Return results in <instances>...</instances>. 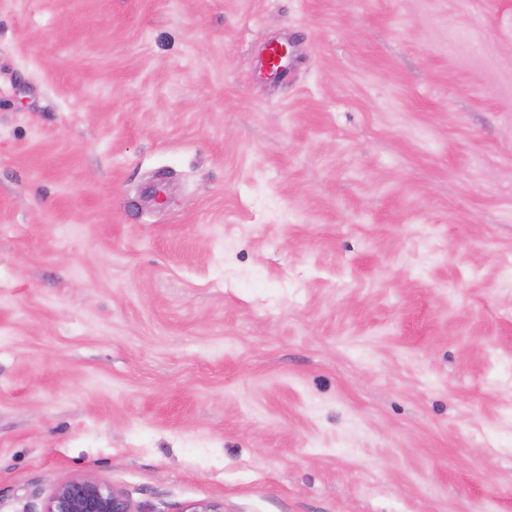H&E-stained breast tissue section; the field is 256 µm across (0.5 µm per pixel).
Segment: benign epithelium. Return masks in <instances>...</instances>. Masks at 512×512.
Here are the masks:
<instances>
[{"label": "benign epithelium", "instance_id": "7a95c632", "mask_svg": "<svg viewBox=\"0 0 512 512\" xmlns=\"http://www.w3.org/2000/svg\"><path fill=\"white\" fill-rule=\"evenodd\" d=\"M42 512H133L121 490L90 476H77L57 484L46 498ZM181 512H224V504L201 500Z\"/></svg>", "mask_w": 512, "mask_h": 512}]
</instances>
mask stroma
Masks as SVG:
<instances>
[{
  "instance_id": "stroma-1",
  "label": "stroma",
  "mask_w": 512,
  "mask_h": 512,
  "mask_svg": "<svg viewBox=\"0 0 512 512\" xmlns=\"http://www.w3.org/2000/svg\"><path fill=\"white\" fill-rule=\"evenodd\" d=\"M82 475L512 512V0H0V512Z\"/></svg>"
}]
</instances>
